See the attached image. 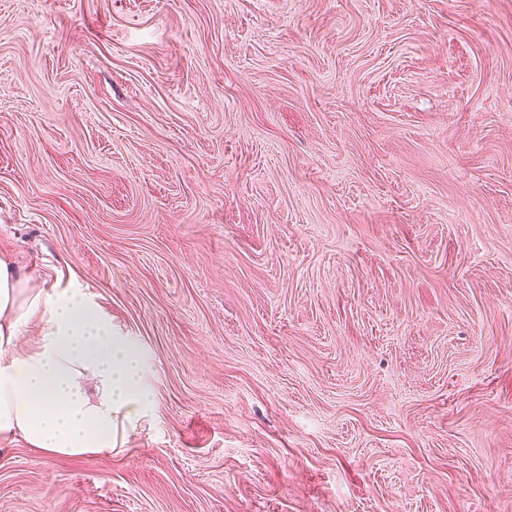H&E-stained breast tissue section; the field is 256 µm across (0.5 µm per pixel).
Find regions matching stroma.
<instances>
[{"instance_id": "stroma-1", "label": "stroma", "mask_w": 512, "mask_h": 512, "mask_svg": "<svg viewBox=\"0 0 512 512\" xmlns=\"http://www.w3.org/2000/svg\"><path fill=\"white\" fill-rule=\"evenodd\" d=\"M0 252L151 394L0 512H512V0H0Z\"/></svg>"}]
</instances>
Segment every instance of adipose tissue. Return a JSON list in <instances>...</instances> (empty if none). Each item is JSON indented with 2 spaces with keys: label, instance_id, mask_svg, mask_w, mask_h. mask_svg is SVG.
<instances>
[{
  "label": "adipose tissue",
  "instance_id": "obj_1",
  "mask_svg": "<svg viewBox=\"0 0 512 512\" xmlns=\"http://www.w3.org/2000/svg\"><path fill=\"white\" fill-rule=\"evenodd\" d=\"M35 320L39 343L18 351ZM150 403L138 351L94 300L38 286L0 254V447L106 456Z\"/></svg>",
  "mask_w": 512,
  "mask_h": 512
}]
</instances>
